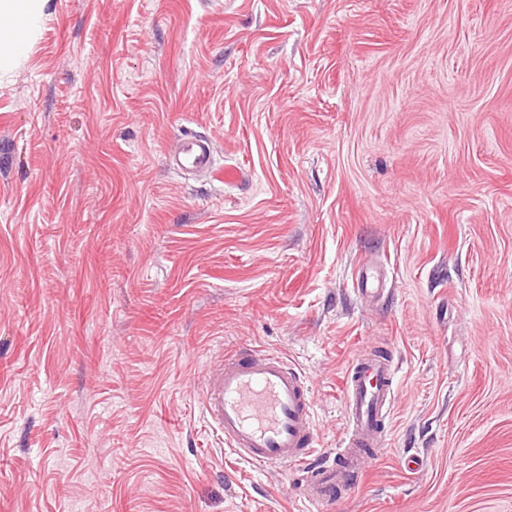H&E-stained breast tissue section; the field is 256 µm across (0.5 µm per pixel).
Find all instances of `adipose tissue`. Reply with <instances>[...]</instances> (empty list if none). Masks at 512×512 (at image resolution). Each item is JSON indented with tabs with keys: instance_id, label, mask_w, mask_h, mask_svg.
<instances>
[{
	"instance_id": "ef3b65f1",
	"label": "adipose tissue",
	"mask_w": 512,
	"mask_h": 512,
	"mask_svg": "<svg viewBox=\"0 0 512 512\" xmlns=\"http://www.w3.org/2000/svg\"><path fill=\"white\" fill-rule=\"evenodd\" d=\"M50 0H0V77L16 68L41 29Z\"/></svg>"
}]
</instances>
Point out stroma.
Returning a JSON list of instances; mask_svg holds the SVG:
<instances>
[{
    "mask_svg": "<svg viewBox=\"0 0 512 512\" xmlns=\"http://www.w3.org/2000/svg\"><path fill=\"white\" fill-rule=\"evenodd\" d=\"M242 346L323 461L354 356L397 363L335 512H512V0H51L0 79V512H303L202 413ZM167 156L173 169L186 176H212L218 169L211 142L195 135L169 142Z\"/></svg>",
    "mask_w": 512,
    "mask_h": 512,
    "instance_id": "35a3bbf8",
    "label": "stroma"
}]
</instances>
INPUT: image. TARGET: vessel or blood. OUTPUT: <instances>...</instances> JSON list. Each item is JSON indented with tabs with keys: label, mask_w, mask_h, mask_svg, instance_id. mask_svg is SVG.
I'll return each instance as SVG.
<instances>
[{
	"label": "vessel or blood",
	"mask_w": 512,
	"mask_h": 512,
	"mask_svg": "<svg viewBox=\"0 0 512 512\" xmlns=\"http://www.w3.org/2000/svg\"><path fill=\"white\" fill-rule=\"evenodd\" d=\"M174 170L210 176L217 170L211 142L184 135L169 142ZM396 366L375 352L356 355L343 382L349 409L343 446L329 464H314L316 429L302 375L280 355L239 349L211 368L201 394L206 419L226 447L251 465L311 464L302 497L312 512H334L357 489L367 460L376 455L395 399Z\"/></svg>",
	"instance_id": "1"
}]
</instances>
